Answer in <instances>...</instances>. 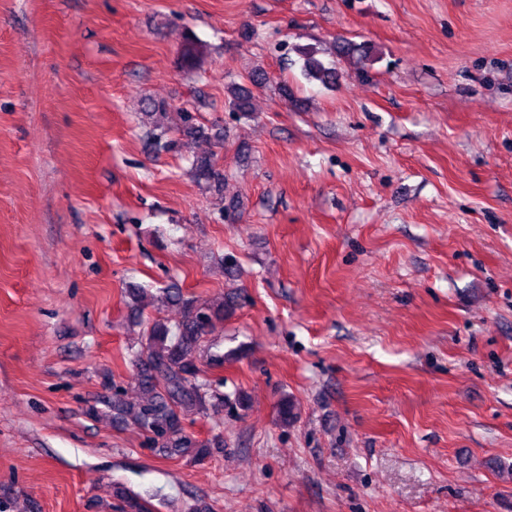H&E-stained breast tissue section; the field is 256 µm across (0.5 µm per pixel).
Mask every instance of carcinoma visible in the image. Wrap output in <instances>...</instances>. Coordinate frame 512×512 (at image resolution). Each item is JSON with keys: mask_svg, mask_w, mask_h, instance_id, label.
I'll list each match as a JSON object with an SVG mask.
<instances>
[{"mask_svg": "<svg viewBox=\"0 0 512 512\" xmlns=\"http://www.w3.org/2000/svg\"><path fill=\"white\" fill-rule=\"evenodd\" d=\"M202 53V46L193 37L185 36L183 64L189 68L195 66ZM305 71L310 78L322 83L332 76V71L312 56L306 58ZM231 107L248 117L254 112L253 96L238 86L232 90ZM145 111L150 119L149 134L168 149L221 137L219 133L209 134L187 111L180 113V124L171 127L169 105L163 101H148ZM191 168L198 184L215 192L223 191L224 174L217 169L213 154L192 155ZM165 294L166 301L182 305L184 314L175 325L158 319L148 327L135 359L136 400L127 401L121 389L114 386L112 397L101 400V404L112 411L113 420L136 427L167 456L203 463L212 458L223 443L217 436L198 439L187 431L183 418L191 413L208 419L211 413L224 407V395L212 390L205 378V370L199 365L197 353L208 342L216 324L236 309L237 297L227 295L202 304L184 298L178 288H169ZM115 496L120 512H154V505L149 500L131 494L124 487L116 488Z\"/></svg>", "mask_w": 512, "mask_h": 512, "instance_id": "1", "label": "carcinoma"}]
</instances>
